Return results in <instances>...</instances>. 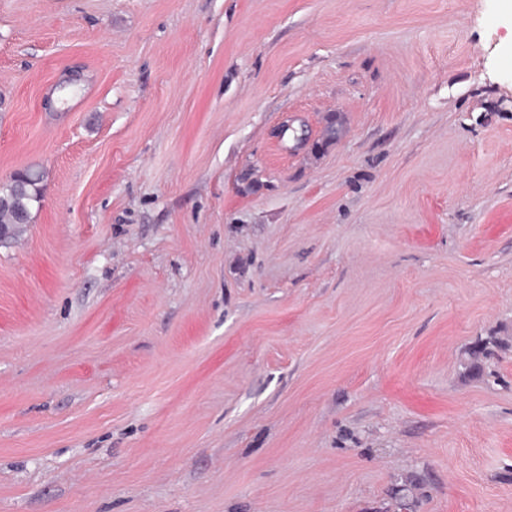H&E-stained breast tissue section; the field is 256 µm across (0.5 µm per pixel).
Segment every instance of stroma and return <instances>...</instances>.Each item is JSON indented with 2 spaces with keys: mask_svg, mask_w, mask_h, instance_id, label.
Listing matches in <instances>:
<instances>
[{
  "mask_svg": "<svg viewBox=\"0 0 512 512\" xmlns=\"http://www.w3.org/2000/svg\"><path fill=\"white\" fill-rule=\"evenodd\" d=\"M26 168L0 512H512L504 0H0ZM505 344L506 341L504 339H500L497 336L489 337L486 341L469 351L467 368L469 370H479L481 358H487L493 355L492 347L500 348Z\"/></svg>",
  "mask_w": 512,
  "mask_h": 512,
  "instance_id": "35a3bbf8",
  "label": "stroma"
}]
</instances>
